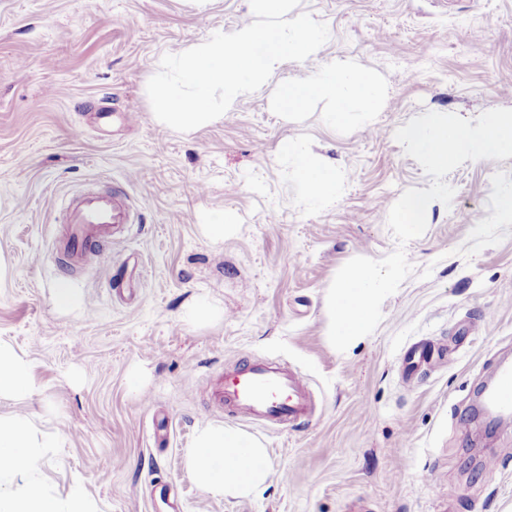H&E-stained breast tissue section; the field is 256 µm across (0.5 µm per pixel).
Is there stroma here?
<instances>
[{
	"instance_id": "35a3bbf8",
	"label": "stroma",
	"mask_w": 512,
	"mask_h": 512,
	"mask_svg": "<svg viewBox=\"0 0 512 512\" xmlns=\"http://www.w3.org/2000/svg\"><path fill=\"white\" fill-rule=\"evenodd\" d=\"M327 24L319 58L284 63L267 87L197 131L158 126L146 93L164 55L231 30L249 0H0V344L28 362L25 418L40 442L29 480L85 512H505L512 427L485 470L460 433L481 382L512 357V219L498 189L512 158L465 161L446 177L426 232L405 246L412 274L377 329L345 352L326 336L327 291L351 258L397 242L391 207L431 184L395 132L428 111L473 120L512 109V0H300ZM383 77L371 120L331 126L318 102L276 109L277 86L331 59ZM134 110L136 124L123 112ZM301 139L342 177L336 203L309 205L285 140ZM121 190L133 221L112 258L67 264L62 209L85 190ZM239 222L217 239L224 211ZM67 288L69 302L58 298ZM207 299L217 320L188 324ZM436 355L407 376L409 350ZM244 360L298 370L316 416L287 429L216 409L209 383ZM222 424L261 441L257 495L206 494L184 455Z\"/></svg>"
}]
</instances>
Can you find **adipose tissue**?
<instances>
[{"instance_id": "obj_1", "label": "adipose tissue", "mask_w": 512, "mask_h": 512, "mask_svg": "<svg viewBox=\"0 0 512 512\" xmlns=\"http://www.w3.org/2000/svg\"><path fill=\"white\" fill-rule=\"evenodd\" d=\"M386 94L385 84L371 71L350 59H334L308 76L278 87L274 103L284 113L296 114L310 104L323 101L336 126H346L352 118H368L376 112ZM282 155L298 172L306 195L328 206L340 191V177L303 142L287 140ZM34 380L28 363L0 345V396L23 399L31 395ZM34 443L24 420L0 423V488L27 475L37 463ZM268 452L256 439L223 425L200 429L186 453V464L199 486L215 498H236L261 491L270 468Z\"/></svg>"}]
</instances>
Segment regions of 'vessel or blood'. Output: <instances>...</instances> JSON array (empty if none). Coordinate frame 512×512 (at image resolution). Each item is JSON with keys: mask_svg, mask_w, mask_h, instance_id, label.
<instances>
[{"mask_svg": "<svg viewBox=\"0 0 512 512\" xmlns=\"http://www.w3.org/2000/svg\"><path fill=\"white\" fill-rule=\"evenodd\" d=\"M131 221V210L120 193H83L68 205L69 235L64 249L72 255L92 245L106 251L113 225ZM212 396L218 408L266 426L286 428L309 421L315 412L305 379L277 362L246 361L226 370L213 384ZM490 403L498 410L512 411L511 364L499 366Z\"/></svg>", "mask_w": 512, "mask_h": 512, "instance_id": "b4317fda", "label": "vessel or blood"}]
</instances>
